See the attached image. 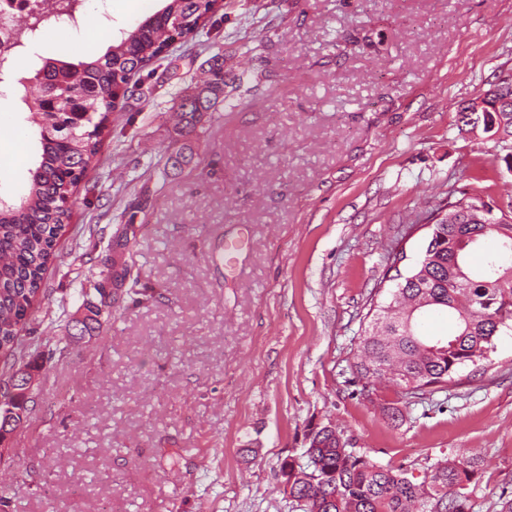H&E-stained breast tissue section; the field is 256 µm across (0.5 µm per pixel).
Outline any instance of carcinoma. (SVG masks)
Masks as SVG:
<instances>
[{"label": "carcinoma", "instance_id": "carcinoma-1", "mask_svg": "<svg viewBox=\"0 0 512 512\" xmlns=\"http://www.w3.org/2000/svg\"><path fill=\"white\" fill-rule=\"evenodd\" d=\"M217 0H164V6L130 30L98 57L76 63L49 59L34 75L37 88L24 99L27 121L35 128L36 152L31 179L19 195L0 196V354L23 361L28 378L52 359L54 350L43 341L40 354L25 358L21 336L33 307L44 295L43 281L55 259L56 245L71 219L67 203L97 162L99 145L109 131L110 114L119 91L130 77L165 58L172 35L186 37L205 26ZM85 7V0H53L50 8L9 14L12 42L30 51L36 36ZM207 78L186 88L179 97V134L189 137L213 118L219 105L233 112L241 104V88L258 80L244 71L224 79V57H210ZM483 132L504 150L512 149V112L494 110L483 116ZM194 148L184 145L165 165L198 168ZM486 201L460 191L448 195L431 215L439 216L435 245L400 276L386 302L380 290L367 299L370 319L357 346L354 374L361 395L370 398L377 383L386 380L407 399L426 400L456 382L462 368L489 359L500 328H512V263L490 260L481 268L470 263L472 250L493 234L501 248L512 252V216L491 217ZM492 224L495 229H488ZM124 253L112 250V265L100 272L93 289L100 304L87 308L69 327L90 336L101 318L112 317L119 299L140 302L143 292L130 276ZM444 309L452 330L444 336H424L422 318ZM31 393L21 385L0 391V440L6 430L23 423ZM302 463L294 458L281 464L288 494L300 512H471L465 489L475 479V463L459 452L426 473L421 481L401 468L384 466L364 453L346 447L336 431L325 426L313 431Z\"/></svg>", "mask_w": 512, "mask_h": 512}]
</instances>
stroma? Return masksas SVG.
Instances as JSON below:
<instances>
[{
	"label": "stroma",
	"instance_id": "35a3bbf8",
	"mask_svg": "<svg viewBox=\"0 0 512 512\" xmlns=\"http://www.w3.org/2000/svg\"><path fill=\"white\" fill-rule=\"evenodd\" d=\"M163 4L142 0L129 15L123 0H101L69 29L64 60L102 55L108 31ZM217 53L227 75L262 80L193 136L201 168L155 189L148 164L182 144L176 96ZM510 71L512 0H218L204 28L131 76L21 334L57 352L4 442L10 512H298L280 464L323 426L417 477L468 450L472 512H505L512 329L489 361L423 402L386 385L363 398L352 365L371 290L394 288L426 244L409 216L464 189L512 199L504 151L457 126ZM17 126L24 168L0 178L2 195L32 165L25 113L0 112V138ZM125 212L148 295L75 338L63 318L85 315L80 282L104 270ZM228 240L244 243L234 265Z\"/></svg>",
	"mask_w": 512,
	"mask_h": 512
}]
</instances>
